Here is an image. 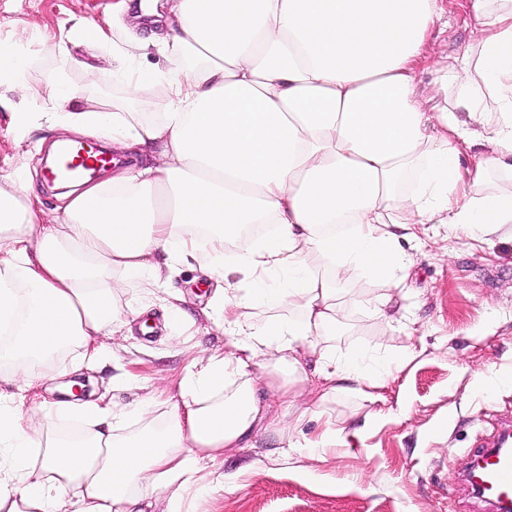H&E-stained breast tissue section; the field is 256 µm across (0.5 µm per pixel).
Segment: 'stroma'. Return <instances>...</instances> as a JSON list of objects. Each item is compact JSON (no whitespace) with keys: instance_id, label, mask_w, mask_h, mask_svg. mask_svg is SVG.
Returning a JSON list of instances; mask_svg holds the SVG:
<instances>
[{"instance_id":"35a3bbf8","label":"stroma","mask_w":512,"mask_h":512,"mask_svg":"<svg viewBox=\"0 0 512 512\" xmlns=\"http://www.w3.org/2000/svg\"><path fill=\"white\" fill-rule=\"evenodd\" d=\"M447 24L433 29L426 55L440 61L471 40L456 0H445ZM90 19L111 36L88 46L72 42L71 57L49 52L62 26ZM150 25L137 22L135 0H0V44L29 56L22 92L13 101H47L51 86L64 78L84 104L112 103L121 91L102 93L112 81V57L122 36L144 38ZM64 132L42 124L27 134L11 125L0 108V175L33 177L47 214L61 201L42 176V158ZM407 243L411 277L392 290L398 313L382 323L367 301L381 289L363 280L346 282L358 305L336 328L330 344L337 354L372 350L383 357L414 352L384 390L389 419L346 446L314 456L270 459L280 437L261 432L245 448H229L206 464L210 488L196 502L198 512H487L464 487L466 454L477 433L491 432L512 419V386L485 394L476 372L512 371V239L480 232L449 234L447 225L423 224ZM198 268L178 267L168 289L150 297L154 310L134 318L127 329L105 337L107 355L87 363L77 351L63 353L47 369L44 384L23 391L31 412L69 397L70 381L91 382L105 400L135 404L177 386L187 368L205 352L223 348V330L203 313L211 288L201 287ZM182 292L188 322L163 320L160 309L170 292ZM235 475L217 486L218 474Z\"/></svg>"}]
</instances>
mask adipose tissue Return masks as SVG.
I'll list each match as a JSON object with an SVG mask.
<instances>
[{
  "instance_id": "1",
  "label": "adipose tissue",
  "mask_w": 512,
  "mask_h": 512,
  "mask_svg": "<svg viewBox=\"0 0 512 512\" xmlns=\"http://www.w3.org/2000/svg\"><path fill=\"white\" fill-rule=\"evenodd\" d=\"M464 8L475 37L432 64L436 112L418 87L442 0H166L167 67L141 63L146 40L115 57L126 111L80 107L61 80L43 111L13 107L18 133L44 120L161 160L79 181L51 219L27 182L0 177L6 382L30 386L36 365L72 349L103 359L100 337L125 325L122 288L149 293L190 261L216 283L231 349L185 374L164 420L141 405L127 435L124 407L60 401L36 420L0 393V512H60L70 495L75 512H146L157 482L206 493L202 461L279 429L312 377L314 407L367 400L366 426L387 419L382 390L403 360L336 357L327 338L351 307L338 280L404 286L419 224L512 235V188L490 182L512 180V0ZM242 224L274 233L229 260L207 250ZM63 414L82 417L79 438L58 432Z\"/></svg>"
}]
</instances>
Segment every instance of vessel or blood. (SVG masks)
Instances as JSON below:
<instances>
[{
  "mask_svg": "<svg viewBox=\"0 0 512 512\" xmlns=\"http://www.w3.org/2000/svg\"><path fill=\"white\" fill-rule=\"evenodd\" d=\"M105 163L100 151H84L68 157L62 166L51 168L48 175L76 180ZM469 453L475 463L464 474V484L491 512H512V424L504 425L493 438L475 441Z\"/></svg>",
  "mask_w": 512,
  "mask_h": 512,
  "instance_id": "obj_1",
  "label": "vessel or blood"
}]
</instances>
